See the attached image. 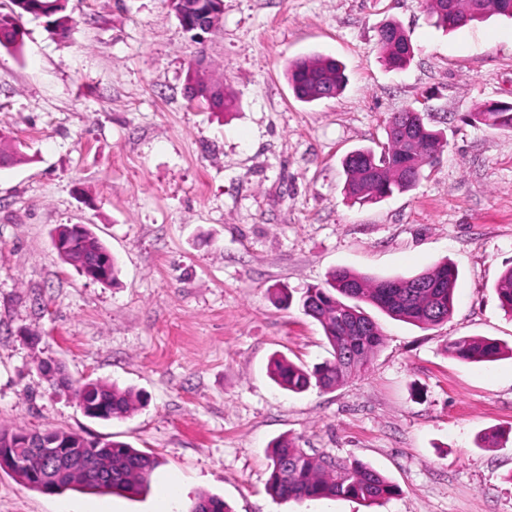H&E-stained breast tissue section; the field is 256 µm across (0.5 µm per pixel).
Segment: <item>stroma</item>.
Listing matches in <instances>:
<instances>
[{
  "label": "stroma",
  "instance_id": "35a3bbf8",
  "mask_svg": "<svg viewBox=\"0 0 512 512\" xmlns=\"http://www.w3.org/2000/svg\"><path fill=\"white\" fill-rule=\"evenodd\" d=\"M66 34L25 18L22 55L0 50V134L22 162L0 167V428L64 429L160 460L138 495H48L0 473V512H161L198 493L231 512H512V318L494 293L512 266V131L474 122L512 103V19L436 27L424 0H224L220 32L193 39L166 0H69ZM402 25L403 70L379 61L378 33ZM207 54L235 106L189 103ZM340 60L345 90L298 100L290 61ZM414 109L448 146L415 188L377 202L344 193L342 161L380 148L391 113ZM85 224L119 262L91 281L52 245ZM458 270L452 316L420 328L374 307L383 342L330 391L292 393L267 375L276 355L305 367L330 347L299 296L329 271L409 277ZM497 340L493 362L450 341ZM73 385L100 380L139 397L128 417L93 420ZM496 432L498 445L480 438ZM360 462L398 495L281 501L270 446Z\"/></svg>",
  "mask_w": 512,
  "mask_h": 512
}]
</instances>
